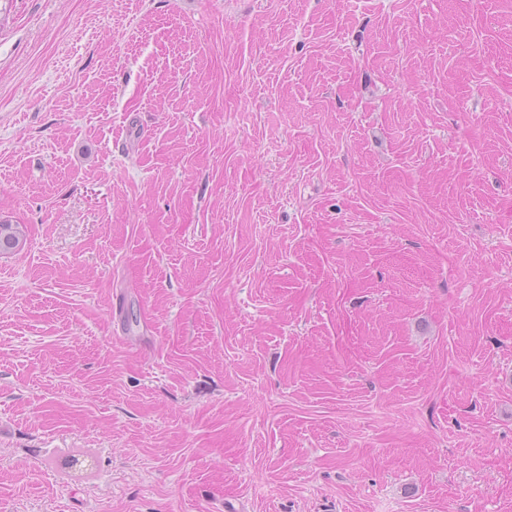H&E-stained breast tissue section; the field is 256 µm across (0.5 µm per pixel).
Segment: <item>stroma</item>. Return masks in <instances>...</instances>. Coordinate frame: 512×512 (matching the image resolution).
<instances>
[{"instance_id":"35a3bbf8","label":"stroma","mask_w":512,"mask_h":512,"mask_svg":"<svg viewBox=\"0 0 512 512\" xmlns=\"http://www.w3.org/2000/svg\"><path fill=\"white\" fill-rule=\"evenodd\" d=\"M0 512H512V0H0ZM26 242L24 227L21 224H11L0 221V253H14L21 251Z\"/></svg>"}]
</instances>
